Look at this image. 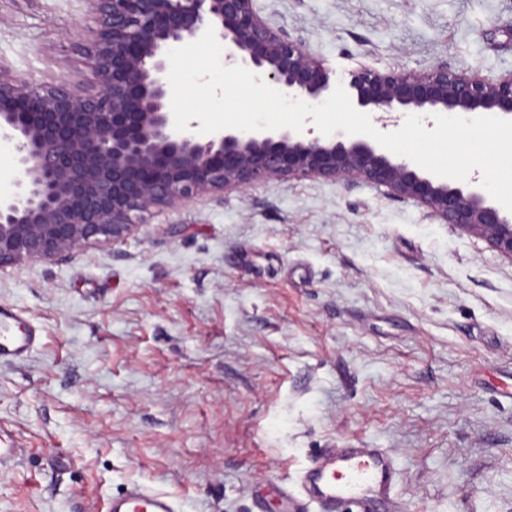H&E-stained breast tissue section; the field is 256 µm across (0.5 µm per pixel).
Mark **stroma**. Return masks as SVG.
Here are the masks:
<instances>
[{"mask_svg":"<svg viewBox=\"0 0 512 512\" xmlns=\"http://www.w3.org/2000/svg\"><path fill=\"white\" fill-rule=\"evenodd\" d=\"M322 60L512 72V0H254ZM87 0H0V65L87 74ZM39 343L0 363V512H283L327 448H385L400 512H512V260L386 187L273 178L0 269ZM172 497L163 491L134 484L124 495L105 501L104 512H175Z\"/></svg>","mask_w":512,"mask_h":512,"instance_id":"35a3bbf8","label":"stroma"}]
</instances>
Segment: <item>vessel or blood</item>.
Returning <instances> with one entry per match:
<instances>
[{
    "label": "vessel or blood",
    "mask_w": 512,
    "mask_h": 512,
    "mask_svg": "<svg viewBox=\"0 0 512 512\" xmlns=\"http://www.w3.org/2000/svg\"><path fill=\"white\" fill-rule=\"evenodd\" d=\"M37 341L15 311L0 308V362L26 356ZM396 474L384 449L332 448L303 469L300 483L320 512H397ZM104 512H175V504L168 493L136 484L107 499Z\"/></svg>",
    "instance_id": "obj_1"
}]
</instances>
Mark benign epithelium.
Segmentation results:
<instances>
[{
  "instance_id": "7a95c632",
  "label": "benign epithelium",
  "mask_w": 512,
  "mask_h": 512,
  "mask_svg": "<svg viewBox=\"0 0 512 512\" xmlns=\"http://www.w3.org/2000/svg\"><path fill=\"white\" fill-rule=\"evenodd\" d=\"M94 28L81 46L90 76L27 82L0 66V141L19 173L0 194V269L57 262L92 243L131 234L155 207L221 194L273 177H359L425 207L446 224L487 239L512 260V212L475 173L442 181L365 135L303 128L200 135L178 132L166 52L213 26L224 58L286 95L319 104L329 71L302 42L272 28L253 0H88ZM350 99L389 121L419 110L512 120V73L489 79L439 65L410 74L365 69Z\"/></svg>"
}]
</instances>
